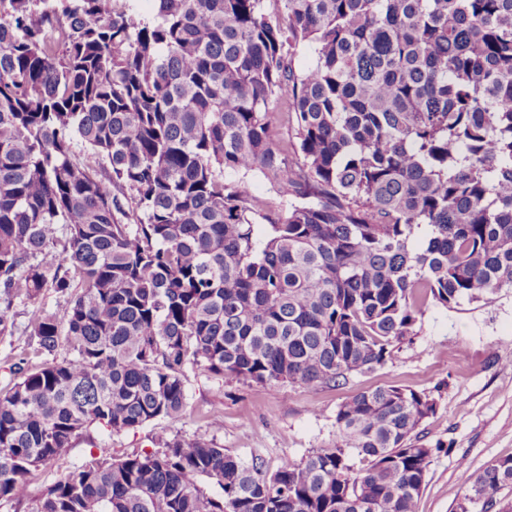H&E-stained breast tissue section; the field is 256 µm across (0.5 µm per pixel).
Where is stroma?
<instances>
[{
  "instance_id": "35a3bbf8",
  "label": "stroma",
  "mask_w": 512,
  "mask_h": 512,
  "mask_svg": "<svg viewBox=\"0 0 512 512\" xmlns=\"http://www.w3.org/2000/svg\"><path fill=\"white\" fill-rule=\"evenodd\" d=\"M27 307L14 310L12 335L0 336V388L11 385L15 354L27 346ZM416 336L393 347L381 368L351 376L346 385L314 389L300 383L263 386L190 372L187 415L157 420L120 434L92 426L61 460L41 468L30 493L38 495L65 471L90 457L155 451L162 436L212 441L245 463L275 469L331 446L336 410L346 396L397 383L433 393L436 413L423 423V442L435 454L418 501V512H456L473 476L512 457V290L488 303L452 307L427 302Z\"/></svg>"
}]
</instances>
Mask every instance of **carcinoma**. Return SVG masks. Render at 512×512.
I'll return each mask as SVG.
<instances>
[{
    "label": "carcinoma",
    "mask_w": 512,
    "mask_h": 512,
    "mask_svg": "<svg viewBox=\"0 0 512 512\" xmlns=\"http://www.w3.org/2000/svg\"><path fill=\"white\" fill-rule=\"evenodd\" d=\"M140 2L0 0V336L32 305L40 357L0 389V503L94 424L181 418L191 370L340 387L415 335L423 299L512 288V0ZM255 170L280 202L227 180ZM436 409L361 390L331 447L273 472L161 437L31 512H417ZM505 484L512 457L458 512H512Z\"/></svg>",
    "instance_id": "1"
}]
</instances>
